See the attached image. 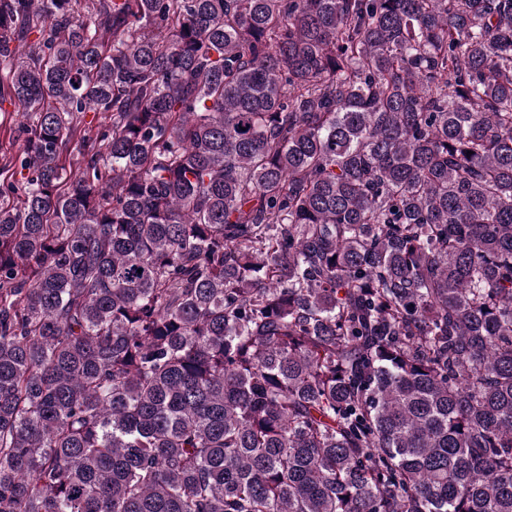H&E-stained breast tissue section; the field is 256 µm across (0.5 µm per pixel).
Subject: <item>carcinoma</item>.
Returning a JSON list of instances; mask_svg holds the SVG:
<instances>
[{
	"mask_svg": "<svg viewBox=\"0 0 512 512\" xmlns=\"http://www.w3.org/2000/svg\"><path fill=\"white\" fill-rule=\"evenodd\" d=\"M6 114L0 512H512V0H0ZM87 122L92 120L90 125H86L85 128L82 129L81 134H78L77 137L70 143V149L75 153L78 149L82 148L84 145H89L92 141H94L97 137V134L101 133L104 128L109 124V119H105L100 115L93 117V113H89L87 118Z\"/></svg>",
	"mask_w": 512,
	"mask_h": 512,
	"instance_id": "1",
	"label": "carcinoma"
}]
</instances>
